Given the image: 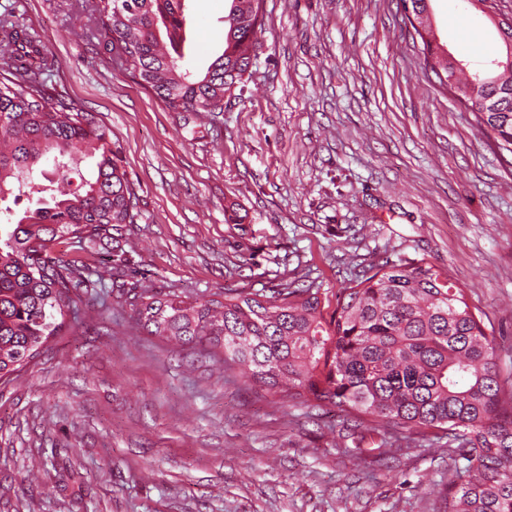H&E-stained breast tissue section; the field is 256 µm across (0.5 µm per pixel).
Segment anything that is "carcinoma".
<instances>
[{
	"instance_id": "1",
	"label": "carcinoma",
	"mask_w": 512,
	"mask_h": 512,
	"mask_svg": "<svg viewBox=\"0 0 512 512\" xmlns=\"http://www.w3.org/2000/svg\"><path fill=\"white\" fill-rule=\"evenodd\" d=\"M99 48L139 78L171 112L224 111V96L257 59L263 0H231L224 49L198 74L181 51L185 0H87ZM431 0H402L426 67L454 76L460 66L432 34ZM48 51L17 20L0 18V199L38 195L15 222L0 224V380L11 377L77 312L93 283L83 265L54 255L74 240L95 245L135 223L137 193L121 146L93 112L66 103L44 76ZM480 131L512 154V70L476 74L453 86ZM85 159L89 175L71 173ZM52 164L60 183L33 182ZM131 305L152 336L198 344L270 390L300 404L338 406L356 447L386 453L448 439L466 461L448 471L444 512H512V380L496 369L487 333L448 273L424 260H385L338 289L336 304L313 285L271 291L224 289L186 300L148 289Z\"/></svg>"
}]
</instances>
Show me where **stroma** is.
Here are the masks:
<instances>
[{"label":"stroma","mask_w":512,"mask_h":512,"mask_svg":"<svg viewBox=\"0 0 512 512\" xmlns=\"http://www.w3.org/2000/svg\"><path fill=\"white\" fill-rule=\"evenodd\" d=\"M231 0H191L205 71ZM467 72L505 51L468 0H431ZM57 60L52 84L122 148L135 223L87 262L76 315L0 382V512H443L446 442L359 455L339 408L247 382L149 335L131 286L209 299L337 290L425 259L467 290L512 375V157L425 73L400 0H264L259 57L224 109L187 121L99 52L82 0H0Z\"/></svg>","instance_id":"1"}]
</instances>
